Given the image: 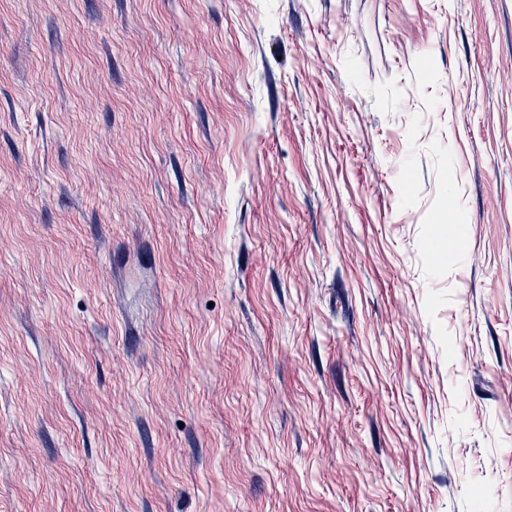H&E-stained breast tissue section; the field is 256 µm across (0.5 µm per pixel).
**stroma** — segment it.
<instances>
[{
	"mask_svg": "<svg viewBox=\"0 0 512 512\" xmlns=\"http://www.w3.org/2000/svg\"><path fill=\"white\" fill-rule=\"evenodd\" d=\"M0 512H512V0H0Z\"/></svg>",
	"mask_w": 512,
	"mask_h": 512,
	"instance_id": "1",
	"label": "stroma"
}]
</instances>
